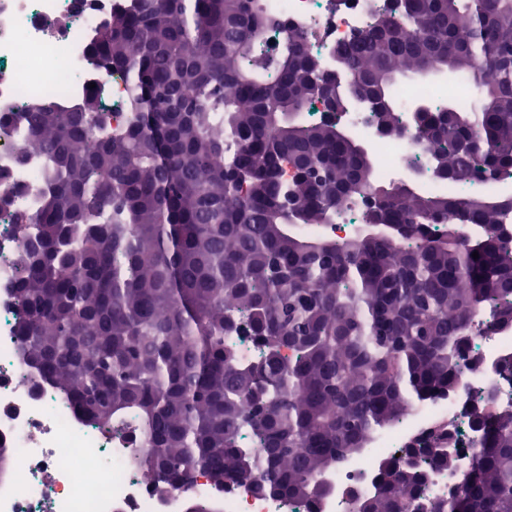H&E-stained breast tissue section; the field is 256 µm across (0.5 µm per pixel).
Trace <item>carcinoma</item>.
Masks as SVG:
<instances>
[{
    "mask_svg": "<svg viewBox=\"0 0 512 512\" xmlns=\"http://www.w3.org/2000/svg\"><path fill=\"white\" fill-rule=\"evenodd\" d=\"M336 46V100L383 98L399 133L397 80L447 67L465 106L419 102L429 169L452 195L375 181L372 152L308 122L324 82L301 30L260 0H134L112 14L91 61L129 73V127L84 153L104 96L25 107L26 149L49 159L38 211L10 212L23 358L98 428L145 440L135 465L158 493L198 467L313 506L326 476L375 449L404 416L452 389L474 317L512 310V201L466 186L512 175V7L500 0H396ZM483 67L473 66L475 59ZM368 201L358 233L328 247L310 228ZM455 241L435 245L428 226ZM39 246L45 259H28ZM478 252L479 258L472 257ZM250 338L255 358L239 337ZM479 438L466 486L429 512H512V405L490 391L469 412ZM264 448L257 456L241 438ZM439 424L382 460L356 512H417L430 469L457 468Z\"/></svg>",
    "mask_w": 512,
    "mask_h": 512,
    "instance_id": "1",
    "label": "carcinoma"
}]
</instances>
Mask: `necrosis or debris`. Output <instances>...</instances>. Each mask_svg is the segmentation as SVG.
<instances>
[{"mask_svg":"<svg viewBox=\"0 0 512 512\" xmlns=\"http://www.w3.org/2000/svg\"><path fill=\"white\" fill-rule=\"evenodd\" d=\"M281 22L307 34V47L322 68L333 65L330 50L352 29L364 28L366 13L358 7L338 11L330 0H263ZM128 0H99L92 10L77 0H0V117L8 127L0 133V173L12 175L15 207L35 211L44 189V159L21 155L26 137L21 122L25 99L41 96L61 108L76 107L90 86L104 91L112 104L107 127L118 134L131 114L125 101L126 71L95 65L86 50L104 27L111 9ZM69 68L83 72L80 83L65 85ZM346 126L365 139L374 155L378 180L395 176L404 158L427 165L429 153L413 138L378 137L363 113L344 115ZM22 242L9 216L0 215V445L11 448L10 467L0 476V512H185L187 498L212 504L216 512H307V504L262 496L249 484L216 482L202 469L193 471L187 488L159 494L153 481L134 466L141 440L137 433L114 437L103 433L75 410L57 386L27 364L17 336L19 309L10 267ZM467 367L454 390L430 403L426 413L409 412L380 443L377 451L356 458L334 479L335 490L320 512H353L352 491L372 489L380 459L399 455L427 427L443 422L455 431L460 451L454 474L434 471L418 493L421 512L438 498L459 494L470 471V452L477 438L468 408L495 388L502 402L512 401V380L499 374L503 358L512 356V330L474 337Z\"/></svg>","mask_w":512,"mask_h":512,"instance_id":"4bbe7bcc","label":"necrosis or debris"}]
</instances>
